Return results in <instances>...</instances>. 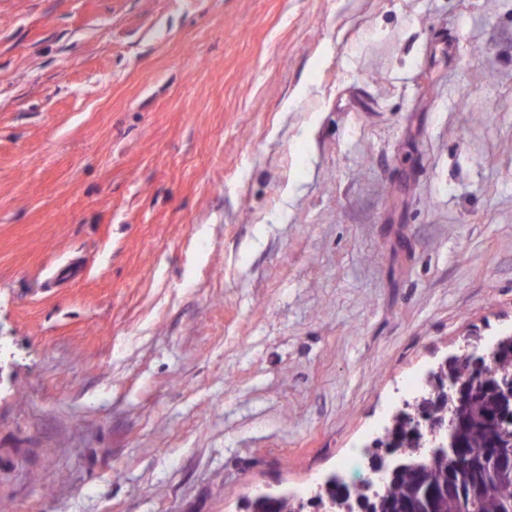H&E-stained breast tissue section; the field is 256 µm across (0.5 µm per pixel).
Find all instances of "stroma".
I'll return each mask as SVG.
<instances>
[{
	"label": "stroma",
	"mask_w": 512,
	"mask_h": 512,
	"mask_svg": "<svg viewBox=\"0 0 512 512\" xmlns=\"http://www.w3.org/2000/svg\"><path fill=\"white\" fill-rule=\"evenodd\" d=\"M512 335V0H0V512L359 482Z\"/></svg>",
	"instance_id": "obj_1"
}]
</instances>
